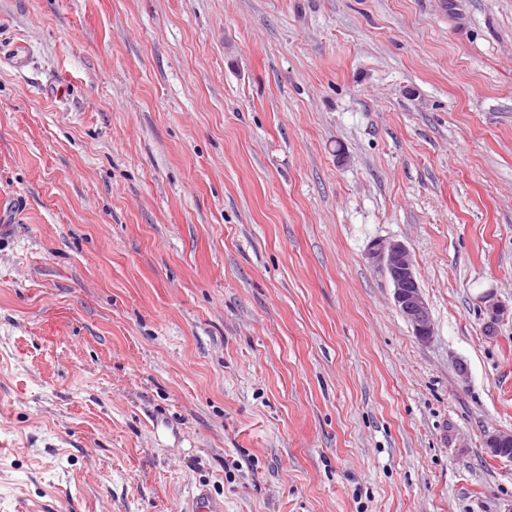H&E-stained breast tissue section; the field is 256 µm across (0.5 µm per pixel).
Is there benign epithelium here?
Wrapping results in <instances>:
<instances>
[{
  "label": "benign epithelium",
  "mask_w": 512,
  "mask_h": 512,
  "mask_svg": "<svg viewBox=\"0 0 512 512\" xmlns=\"http://www.w3.org/2000/svg\"><path fill=\"white\" fill-rule=\"evenodd\" d=\"M366 259L391 282L394 305L415 336L422 341L430 339L433 334L431 313L407 247L396 240H375L368 247ZM485 444L491 457L504 458L507 447L512 445V432L492 433Z\"/></svg>",
  "instance_id": "7a95c632"
}]
</instances>
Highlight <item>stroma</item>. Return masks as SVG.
<instances>
[{
  "instance_id": "stroma-1",
  "label": "stroma",
  "mask_w": 512,
  "mask_h": 512,
  "mask_svg": "<svg viewBox=\"0 0 512 512\" xmlns=\"http://www.w3.org/2000/svg\"><path fill=\"white\" fill-rule=\"evenodd\" d=\"M4 42L0 512H512V0H0ZM368 263L381 270L393 286L394 305L420 340H429L433 323L407 247L396 240H375L366 252Z\"/></svg>"
}]
</instances>
